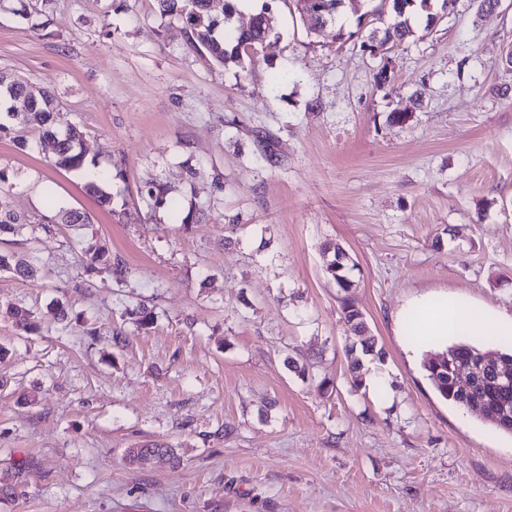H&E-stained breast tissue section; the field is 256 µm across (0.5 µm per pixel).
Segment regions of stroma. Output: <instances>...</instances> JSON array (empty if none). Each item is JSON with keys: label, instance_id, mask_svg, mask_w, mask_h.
I'll return each instance as SVG.
<instances>
[{"label": "stroma", "instance_id": "obj_1", "mask_svg": "<svg viewBox=\"0 0 512 512\" xmlns=\"http://www.w3.org/2000/svg\"><path fill=\"white\" fill-rule=\"evenodd\" d=\"M369 9L348 0L312 34L275 0L277 47L224 68L155 0L0 10V71L54 93L85 151L67 171L0 136V194L36 228L61 207L91 217L0 240L39 268L0 272V309L30 308L39 327L0 318V474L18 475L0 512H512V435L442 400L398 330L422 297L512 316V0L487 17L477 0H433L382 56L358 46ZM396 109L404 126L387 121ZM105 169L103 207L85 184ZM151 180L179 222L143 201ZM89 236L127 284L87 285ZM329 242L350 257L349 293L326 271ZM345 295L384 352L357 388ZM139 304L153 328L126 316ZM147 443L182 464L126 459Z\"/></svg>", "mask_w": 512, "mask_h": 512}]
</instances>
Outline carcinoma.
Masks as SVG:
<instances>
[{
	"label": "carcinoma",
	"instance_id": "obj_1",
	"mask_svg": "<svg viewBox=\"0 0 512 512\" xmlns=\"http://www.w3.org/2000/svg\"><path fill=\"white\" fill-rule=\"evenodd\" d=\"M420 2L421 7L426 8L430 0H390L392 20L384 28L373 29L367 38L360 42V49L372 55H382L394 44H400L413 36L407 10ZM161 17L170 21L182 23L189 45L197 51H205L209 57L219 66L228 63H239L244 54H257L278 41V37L271 34L265 23V13L272 8L277 0H262L259 12L251 15L247 25H238L232 30L224 32V37L219 39L216 30L220 22L213 18L210 11L211 0H155ZM346 0H296V8L300 16L310 22L308 31L315 34L318 28L333 20L338 10L344 6ZM38 103L29 107L19 118L18 125L21 130L34 132L39 135L40 144L50 146L56 156L58 166L68 170H78L84 164L82 151V132L75 126L68 128L66 135L58 137L53 130V116L59 111L54 96L48 90H39L36 93ZM112 178V172L106 171L99 179L86 184L87 193L98 198L102 204L108 202L109 197L103 190L101 182ZM90 223L88 215L75 210L59 209L58 213L47 216L40 226L45 233H50L57 224H80L85 226ZM26 226V222L10 209L9 203L0 200V234H18ZM83 257L84 273L91 278L103 280L120 279L124 273V265L120 258L112 256L107 248L94 238L83 239L79 242ZM345 253L340 247H334V259L328 264L327 272L343 291L351 288V282L345 275L343 260ZM0 270H11L17 276L24 279H33L37 275L35 265L23 261H16L8 255L0 253ZM129 318L141 329H149L154 326L157 315L154 311L137 306L125 309ZM342 313L344 321L350 329L359 337V344H352L348 348V354L352 358L350 380L352 386L362 384L360 369L361 359L356 351H361L364 356L373 355L383 359L382 350L376 348V339L365 335L366 327L362 312L355 306L351 299L342 298ZM16 329L28 334L36 330L34 313L26 308H11L6 312ZM484 354L490 357L485 366V377H493L497 373L496 365L509 364L512 366V355L497 349H480L473 345L461 342L454 344L438 357L427 358L423 362V368L427 377L438 395L449 402L461 406L471 405L479 409L484 417L497 429L512 433V425L504 427L496 421V415L502 411V404L509 405L512 411V391L500 394L494 387L486 382L474 381L462 387L448 376V365H462L468 362L472 356ZM126 457L135 463L144 465L156 458H165L169 462L178 465L181 456L170 444H145L139 448L126 449Z\"/></svg>",
	"mask_w": 512,
	"mask_h": 512
}]
</instances>
